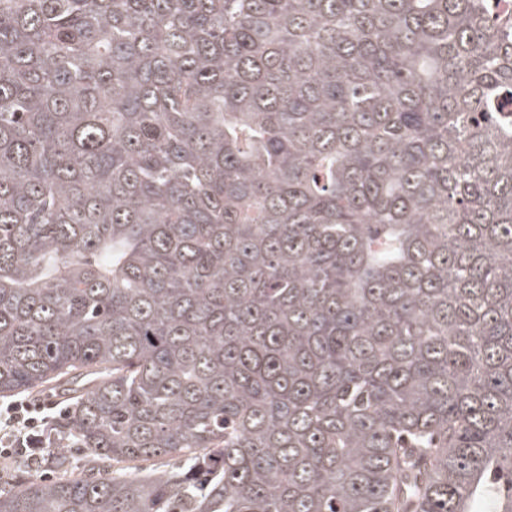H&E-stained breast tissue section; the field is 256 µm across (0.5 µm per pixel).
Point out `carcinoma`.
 Instances as JSON below:
<instances>
[{
	"instance_id": "1",
	"label": "carcinoma",
	"mask_w": 512,
	"mask_h": 512,
	"mask_svg": "<svg viewBox=\"0 0 512 512\" xmlns=\"http://www.w3.org/2000/svg\"><path fill=\"white\" fill-rule=\"evenodd\" d=\"M50 385L0 512H512V0H0Z\"/></svg>"
}]
</instances>
